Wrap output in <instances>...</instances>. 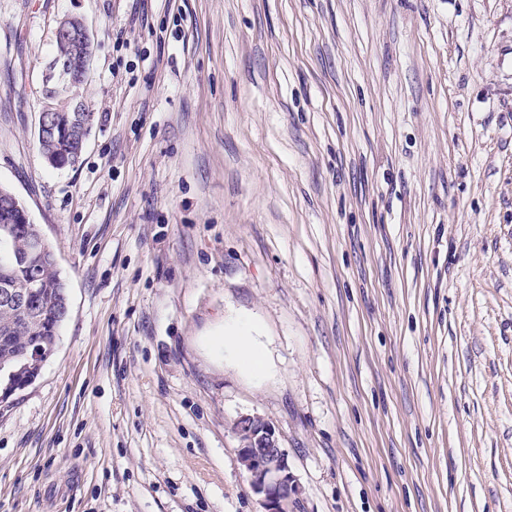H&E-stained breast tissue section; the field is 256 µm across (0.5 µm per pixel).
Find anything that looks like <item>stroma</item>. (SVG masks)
I'll use <instances>...</instances> for the list:
<instances>
[{
  "label": "stroma",
  "instance_id": "35a3bbf8",
  "mask_svg": "<svg viewBox=\"0 0 512 512\" xmlns=\"http://www.w3.org/2000/svg\"><path fill=\"white\" fill-rule=\"evenodd\" d=\"M67 16L94 121L57 170ZM0 185L69 301L0 402V512H264L256 414L292 512H512V0H0ZM89 30L86 24L79 18L69 17L63 19L56 31V40L59 43L78 45L85 43L81 51L72 50L69 58L71 74L73 77L82 75V69L87 71L92 57L93 40L89 38ZM89 38L88 41L86 39ZM66 69L59 67V76L52 98L47 99L39 116L38 129L43 138L53 136L55 128L52 115L57 117L58 130L52 138L41 140L39 135V149L46 162L58 158L66 163L73 158L77 162L83 152L81 142L87 138L89 128L94 120V115L87 112L81 101H76L69 93L77 82L72 76H68ZM73 112L72 132L68 131L69 116ZM227 352L243 367L259 371L264 367V358L258 349L252 328L246 325L224 335V353ZM238 455L254 493L261 495L265 512H288L299 486L288 464L275 426L259 415H246L237 422Z\"/></svg>",
  "mask_w": 512,
  "mask_h": 512
}]
</instances>
